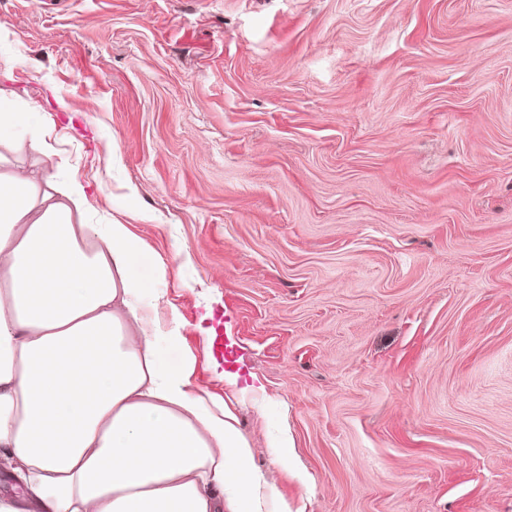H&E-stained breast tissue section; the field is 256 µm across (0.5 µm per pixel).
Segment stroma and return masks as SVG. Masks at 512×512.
<instances>
[{
    "mask_svg": "<svg viewBox=\"0 0 512 512\" xmlns=\"http://www.w3.org/2000/svg\"><path fill=\"white\" fill-rule=\"evenodd\" d=\"M0 106L163 260L266 512H512V0H0ZM46 119L44 112L37 108L29 112H3L0 108V148L11 146L24 133L37 135L47 123Z\"/></svg>",
    "mask_w": 512,
    "mask_h": 512,
    "instance_id": "1",
    "label": "stroma"
}]
</instances>
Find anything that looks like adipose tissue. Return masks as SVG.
I'll return each mask as SVG.
<instances>
[{"label": "adipose tissue", "instance_id": "obj_1", "mask_svg": "<svg viewBox=\"0 0 512 512\" xmlns=\"http://www.w3.org/2000/svg\"><path fill=\"white\" fill-rule=\"evenodd\" d=\"M45 124L0 111V512H261L233 413L150 326L162 265L128 225L75 223L76 175L4 154Z\"/></svg>", "mask_w": 512, "mask_h": 512}]
</instances>
